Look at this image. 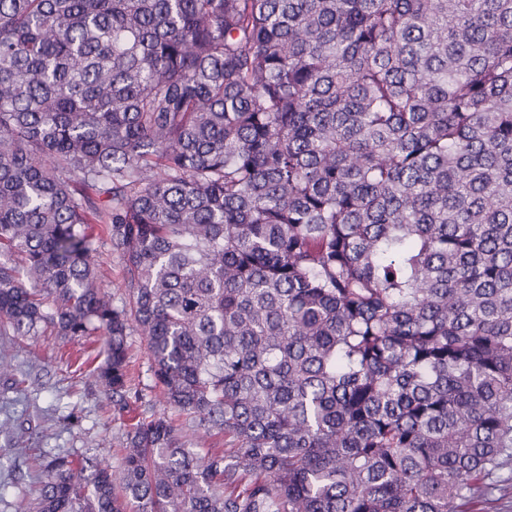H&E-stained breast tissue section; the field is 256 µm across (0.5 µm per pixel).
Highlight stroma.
<instances>
[{"label": "stroma", "mask_w": 512, "mask_h": 512, "mask_svg": "<svg viewBox=\"0 0 512 512\" xmlns=\"http://www.w3.org/2000/svg\"><path fill=\"white\" fill-rule=\"evenodd\" d=\"M135 366V396L125 411L112 407L111 398L90 377L103 340L93 336L70 342L54 335L21 338L0 336V348L13 370L29 373L26 390L13 388L0 372V424H25V431L0 432V452L9 451L11 470H0V512H16L19 502L35 489V462L28 451H64L74 459L93 456L118 465L132 419L144 414H170L174 423L184 415L169 412L149 371L146 342L129 336Z\"/></svg>", "instance_id": "obj_1"}]
</instances>
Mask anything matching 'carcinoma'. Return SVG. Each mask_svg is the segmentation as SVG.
I'll use <instances>...</instances> for the list:
<instances>
[{
	"mask_svg": "<svg viewBox=\"0 0 512 512\" xmlns=\"http://www.w3.org/2000/svg\"><path fill=\"white\" fill-rule=\"evenodd\" d=\"M0 253V335L102 332L122 410L135 326L188 417L18 512H490L512 0H0ZM99 263L103 272L100 280V288H103L114 303L120 302L125 297L126 288L123 281L122 256L112 250L109 242L103 239L99 246Z\"/></svg>",
	"mask_w": 512,
	"mask_h": 512,
	"instance_id": "carcinoma-1",
	"label": "carcinoma"
}]
</instances>
